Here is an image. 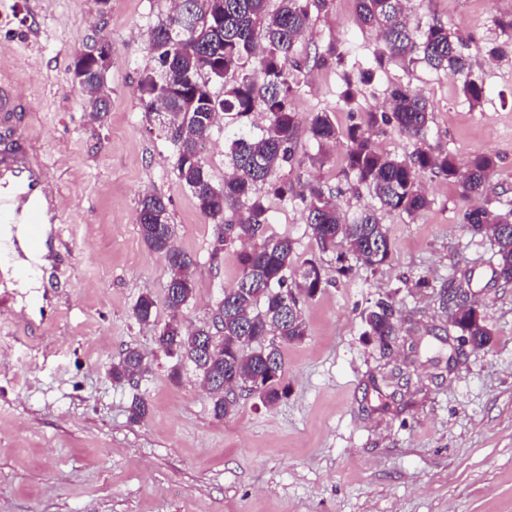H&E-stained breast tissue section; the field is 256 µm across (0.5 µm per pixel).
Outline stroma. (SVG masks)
Returning a JSON list of instances; mask_svg holds the SVG:
<instances>
[{"instance_id":"stroma-1","label":"stroma","mask_w":512,"mask_h":512,"mask_svg":"<svg viewBox=\"0 0 512 512\" xmlns=\"http://www.w3.org/2000/svg\"><path fill=\"white\" fill-rule=\"evenodd\" d=\"M406 8L412 26L437 20L458 34L474 67L467 76L421 61L373 70L383 43L358 26L354 0L312 9L296 45L309 64L290 102L300 120L294 162L257 193L270 209L268 235L291 238L295 265L319 260L329 282L304 305L306 338L281 348L287 398L268 406L244 395L235 415L218 420L193 366L155 343L170 320L207 325L239 274L235 250L215 252L213 224L176 177L177 144L140 100V77L156 65L151 31L170 0H0V78L23 93L22 129L67 217L47 227L41 288L8 284L0 309V512H512V285L495 279L488 238L463 224L455 186L426 177L429 208L382 213L389 261L373 271L354 265L345 278L335 254H320L299 196L315 180L347 215L376 206L344 172L346 138L318 147L308 122L326 112L343 133L384 112L390 88L403 84L427 98V130L410 139L379 124L380 152L494 156L483 201L494 211L512 204V58L483 59L505 39L496 22L512 16V0H407ZM102 41L112 45V93L94 120L72 64ZM338 45L345 69L315 62ZM348 71L366 75L350 105L340 97ZM469 78L485 88L480 104L464 94ZM236 130L219 117L207 140L215 184L231 167ZM281 182L293 194L275 197L270 186ZM147 193L165 198L174 243L194 261L195 298L176 313L165 302L166 261L137 224ZM467 269L492 331L481 350L441 334L448 319L433 298ZM146 292L155 308L142 324L133 307ZM387 296L404 334L421 338L419 355L405 346L385 355L368 340L362 313ZM130 346L148 371L113 381L112 362ZM397 365L412 380L393 394L380 375ZM137 397L151 412L135 423Z\"/></svg>"}]
</instances>
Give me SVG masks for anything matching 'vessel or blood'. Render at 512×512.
<instances>
[{
  "instance_id": "1",
  "label": "vessel or blood",
  "mask_w": 512,
  "mask_h": 512,
  "mask_svg": "<svg viewBox=\"0 0 512 512\" xmlns=\"http://www.w3.org/2000/svg\"><path fill=\"white\" fill-rule=\"evenodd\" d=\"M23 98L16 83L0 78V126L19 129ZM56 189L45 165L20 143L0 147V224L24 225L31 250H39L46 225L61 223Z\"/></svg>"
}]
</instances>
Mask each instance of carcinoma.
<instances>
[{
  "label": "carcinoma",
  "mask_w": 512,
  "mask_h": 512,
  "mask_svg": "<svg viewBox=\"0 0 512 512\" xmlns=\"http://www.w3.org/2000/svg\"><path fill=\"white\" fill-rule=\"evenodd\" d=\"M269 0H176L172 14L152 31L151 50L158 68L143 73L139 82L144 111L163 117L166 132L178 144L174 170L179 181L196 200L200 212L215 224V251L240 246V275L216 305L224 316V342L219 344L178 321L165 324L156 337L157 349L178 355L194 365L201 385L210 387L211 411L221 420L233 415L238 399L233 389L245 390L265 404L287 394L282 385V344H293L307 336L302 300L314 297L327 283L321 263L309 259L295 268L293 241L266 235L269 207L256 187L268 181L273 171L294 160L293 145L298 132V113L289 98L298 73L309 59L296 54L295 43L308 30L310 7H324L327 0H280L274 11ZM360 26L376 29L384 51L375 58L386 61H424L435 70L463 73L470 70L462 40L439 21L418 31L411 28L405 0H356ZM109 59L83 66L74 64L79 85L93 118L108 109ZM224 76V93L215 95L210 79ZM389 113L382 121L401 134L416 138L429 123L427 99L402 84L388 93ZM217 108L239 123L259 115L263 125L257 132L243 133L232 141V171L224 184L213 183L202 156L210 129L196 116ZM308 132L318 143L337 139L336 125L326 112H318L308 123ZM347 173L370 190L379 207L346 220L331 192L319 184L307 186V227L322 253L339 252L366 268L385 264L392 252L387 225L380 212L415 215L430 205L421 178H444L458 188L465 205L463 223L468 230L488 237L494 246V276L512 283V208L494 212L472 203L482 196L497 162L487 155L465 162L440 151L419 148L412 155L393 158L380 153L369 129L362 124L347 128ZM168 205L155 194L140 201L138 224L145 243L163 255L168 270L166 304L178 311L195 295L191 258L174 246ZM439 306L448 312L450 325L460 336H468L476 350L491 339L486 317L475 300L472 273L465 272L444 284L436 293ZM155 300L142 294L133 307L141 323L151 321ZM399 308L392 298L379 299L364 314L365 335L389 354L399 344ZM146 368L145 356L136 348L123 350L112 361V379L129 380Z\"/></svg>",
  "instance_id": "1"
}]
</instances>
